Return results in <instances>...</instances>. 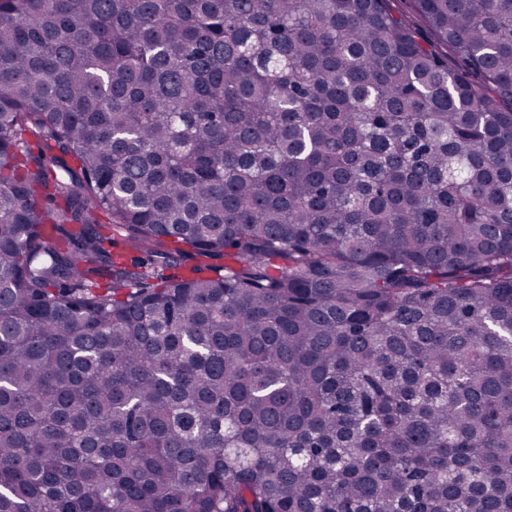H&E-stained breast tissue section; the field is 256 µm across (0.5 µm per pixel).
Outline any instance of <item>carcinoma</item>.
<instances>
[{
  "label": "carcinoma",
  "mask_w": 512,
  "mask_h": 512,
  "mask_svg": "<svg viewBox=\"0 0 512 512\" xmlns=\"http://www.w3.org/2000/svg\"><path fill=\"white\" fill-rule=\"evenodd\" d=\"M414 4L0 0V512H512V0Z\"/></svg>",
  "instance_id": "carcinoma-1"
}]
</instances>
